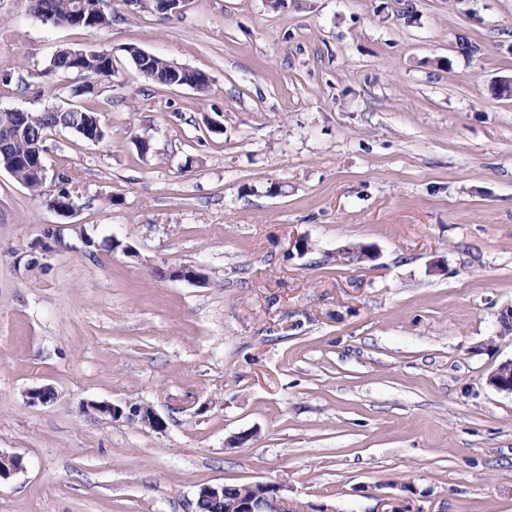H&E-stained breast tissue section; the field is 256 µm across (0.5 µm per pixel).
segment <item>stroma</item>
Masks as SVG:
<instances>
[{"label":"stroma","instance_id":"35a3bbf8","mask_svg":"<svg viewBox=\"0 0 512 512\" xmlns=\"http://www.w3.org/2000/svg\"><path fill=\"white\" fill-rule=\"evenodd\" d=\"M104 9L55 28L0 0V110L80 104L59 47L115 63L105 141L46 142L75 216L0 169V451L23 463L0 512H193L258 481L297 512H512V394L489 383L512 359V0ZM130 46L211 92L156 87ZM49 225L67 249L41 248ZM358 245L376 260H339ZM184 265L202 281L167 278ZM77 48L65 46L58 49L51 57L49 62V69L59 73H77L84 74L79 70L77 65L73 62L70 56V50H74ZM86 51L84 49L74 50L73 54L77 58H81L85 55ZM133 406V407H132ZM85 412H92L101 416H108L114 419L126 418L137 420L141 424L154 431H161L165 428V420L151 407L139 405H119L108 401H91L82 405ZM249 484H223V485H205L202 486L196 497V508L199 512V502L200 499H207L214 504H218V508L221 507L222 511H214V512H223L224 511V498L225 502H230L233 499L239 498L241 496H247L250 493V489L247 487ZM199 496V498H198ZM198 498V499H197ZM216 508V509H218Z\"/></svg>","mask_w":512,"mask_h":512}]
</instances>
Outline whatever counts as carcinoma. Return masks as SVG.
Listing matches in <instances>:
<instances>
[{"mask_svg": "<svg viewBox=\"0 0 512 512\" xmlns=\"http://www.w3.org/2000/svg\"><path fill=\"white\" fill-rule=\"evenodd\" d=\"M97 0H29V11L37 20H46L53 27H75L73 15L80 8H85V13L91 18L90 25H81V28L102 29L112 22V16L104 10L95 7ZM71 47L65 46L58 49L51 57L49 69L59 73H80L79 67L70 56ZM82 66L95 71L96 75L107 79L112 76L114 62L112 53L108 51H96L93 56L87 57ZM177 63L156 57L153 62L152 72L147 80L153 84L169 87L172 73L175 72ZM100 121L98 112L91 108L80 107L76 112L66 109H47L42 112L27 113L24 124L15 131L12 139L6 141L0 148V165H11L14 162H23L37 150L44 148L46 137L57 129H73L80 123H95ZM16 177L25 182L34 195L41 198L46 205H53V198L66 197L62 192L54 193L46 188L47 178L23 172L19 167L14 170Z\"/></svg>", "mask_w": 512, "mask_h": 512, "instance_id": "carcinoma-1", "label": "carcinoma"}]
</instances>
